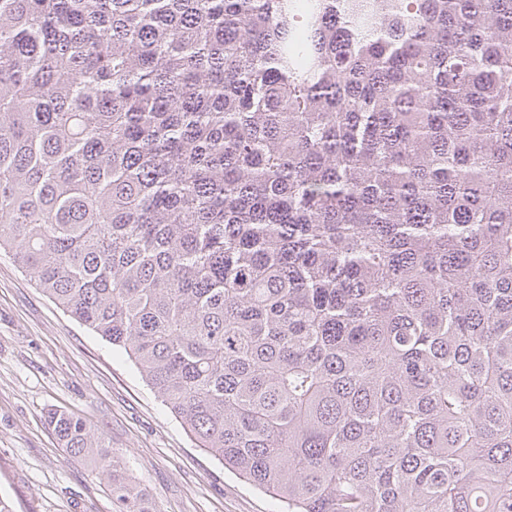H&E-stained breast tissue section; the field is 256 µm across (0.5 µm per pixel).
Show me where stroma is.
<instances>
[{"label":"stroma","mask_w":512,"mask_h":512,"mask_svg":"<svg viewBox=\"0 0 512 512\" xmlns=\"http://www.w3.org/2000/svg\"><path fill=\"white\" fill-rule=\"evenodd\" d=\"M86 418L156 512H280L199 448L128 356L0 252V495L13 512H112L103 477L61 448L50 409Z\"/></svg>","instance_id":"obj_1"}]
</instances>
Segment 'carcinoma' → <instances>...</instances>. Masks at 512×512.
Here are the masks:
<instances>
[{"label":"carcinoma","instance_id":"1","mask_svg":"<svg viewBox=\"0 0 512 512\" xmlns=\"http://www.w3.org/2000/svg\"><path fill=\"white\" fill-rule=\"evenodd\" d=\"M2 250L288 512H512V0H0Z\"/></svg>","mask_w":512,"mask_h":512}]
</instances>
